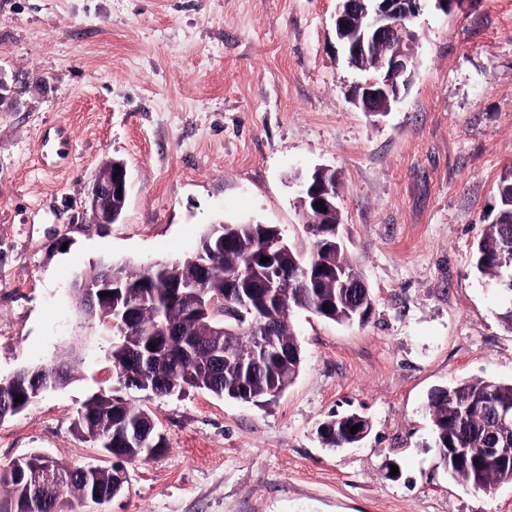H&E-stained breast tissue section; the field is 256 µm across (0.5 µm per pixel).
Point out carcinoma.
<instances>
[{"instance_id": "obj_1", "label": "carcinoma", "mask_w": 512, "mask_h": 512, "mask_svg": "<svg viewBox=\"0 0 512 512\" xmlns=\"http://www.w3.org/2000/svg\"><path fill=\"white\" fill-rule=\"evenodd\" d=\"M322 194L311 197L306 229L313 238L307 255L294 249L288 261L277 266L288 281L280 295L269 297L255 281L266 275L268 265L260 262L265 246V228L261 224L224 225V247L216 238L204 243L205 267L187 262H173L167 267L122 265L129 284L124 296L131 305L132 324L126 335L112 336V365L119 383L125 388L152 396H167L186 385L203 389L218 397L244 402L272 399L284 390L299 369L294 355L297 339L291 314L308 311L337 324H364L371 315L372 297L358 299L338 286L336 272L344 269L358 283L362 278L356 266L336 249L339 225L332 212L322 210ZM474 264L476 270L496 282L505 307L504 320L512 326V175H504L496 189L495 221L486 225L478 241ZM178 278L211 296L224 294V304L214 319L203 322L194 316L191 291L170 288ZM259 319L265 335L276 348L259 355L250 321ZM234 325L236 353L215 369L210 347L217 337L213 328ZM27 402L28 381L24 378L0 386V420L12 416L10 405L17 396ZM512 407V381L493 379L463 381L434 388L428 395L427 409L432 422V449L444 465L448 477L475 491L490 492L507 481L506 473L491 464L472 463L458 466L446 462L444 451L450 448H485L489 437L497 436L512 446V419L495 417L496 410ZM359 425L356 432L351 426ZM368 423L356 413H330L319 427L327 448H354ZM74 432L82 438H97L112 446V455L126 463L153 458L168 447L144 405H134L121 396H91L73 421ZM52 469L61 477L53 494L43 500L35 512H56L63 497L81 500L90 484L106 490L117 485L120 470L103 468L89 480L75 466L54 463ZM0 487L8 499L0 501V512H17L26 489L15 479L14 464L0 467Z\"/></svg>"}]
</instances>
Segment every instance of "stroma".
Here are the masks:
<instances>
[{"label": "stroma", "instance_id": "obj_1", "mask_svg": "<svg viewBox=\"0 0 512 512\" xmlns=\"http://www.w3.org/2000/svg\"><path fill=\"white\" fill-rule=\"evenodd\" d=\"M337 5L0 0V85L15 102L0 112V380L76 368L0 421V467L33 452L107 463L72 429L88 398L119 389L112 336L73 292L100 263L183 258L222 222L270 224L307 250L300 189L326 167L373 299L362 326L293 313L300 370L275 400H147L168 448L126 464L112 500L61 512H512V481L466 489L424 448L433 388L512 380V326L474 267L512 170V0H423L411 79L378 116L352 102L369 74L336 41ZM111 159L127 164V201L94 224L85 193ZM336 410L370 419L362 445L321 444Z\"/></svg>", "mask_w": 512, "mask_h": 512}]
</instances>
